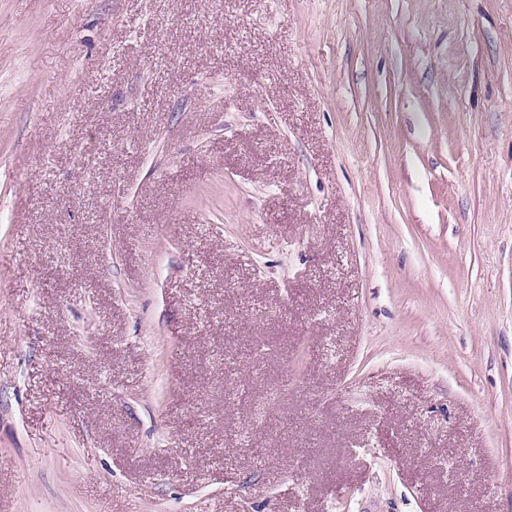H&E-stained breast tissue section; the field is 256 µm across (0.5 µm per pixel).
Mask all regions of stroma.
Returning a JSON list of instances; mask_svg holds the SVG:
<instances>
[{
  "instance_id": "35a3bbf8",
  "label": "stroma",
  "mask_w": 512,
  "mask_h": 512,
  "mask_svg": "<svg viewBox=\"0 0 512 512\" xmlns=\"http://www.w3.org/2000/svg\"><path fill=\"white\" fill-rule=\"evenodd\" d=\"M0 512H512V0H0Z\"/></svg>"
}]
</instances>
